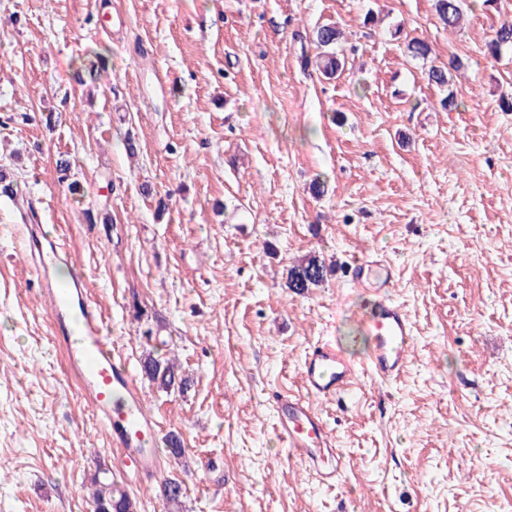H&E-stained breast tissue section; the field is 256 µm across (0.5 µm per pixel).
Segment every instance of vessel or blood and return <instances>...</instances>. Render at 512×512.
<instances>
[{
	"mask_svg": "<svg viewBox=\"0 0 512 512\" xmlns=\"http://www.w3.org/2000/svg\"><path fill=\"white\" fill-rule=\"evenodd\" d=\"M41 291L51 299L57 342L67 355V370L79 382L81 394L96 419L109 432L120 456L121 472L132 484H148L166 461L157 450L158 422L146 411L144 395L127 363L112 353L104 319L93 302L87 283L62 288L34 268ZM355 287L374 289L363 315L372 349L369 367L378 379L401 377L409 364L414 342L412 323L389 292L395 285L390 266L375 255L355 260L348 270ZM357 370L335 346L311 343L301 364L302 393H281L273 400L275 429L288 455L300 463L312 480L336 484L346 458L317 401L342 397L352 387Z\"/></svg>",
	"mask_w": 512,
	"mask_h": 512,
	"instance_id": "1",
	"label": "vessel or blood"
}]
</instances>
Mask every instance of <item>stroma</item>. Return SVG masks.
I'll return each instance as SVG.
<instances>
[{
	"label": "stroma",
	"instance_id": "obj_1",
	"mask_svg": "<svg viewBox=\"0 0 512 512\" xmlns=\"http://www.w3.org/2000/svg\"><path fill=\"white\" fill-rule=\"evenodd\" d=\"M507 20L512 0L451 31L433 0H0V512H91L115 454L52 339L28 223L60 226L57 263L132 371L151 351L189 380L138 381L186 450L129 487L140 512H168L167 478L180 512H512V48L484 54ZM328 22L335 80L302 65ZM415 37L463 61L457 110ZM363 253L392 264L414 323L390 383L364 370L369 291L344 276ZM311 254L329 272L295 294ZM316 340L360 371L320 406L347 459L330 488L279 447L270 406ZM328 268L316 255L304 258L288 268L286 288L296 294H302L321 284L326 278Z\"/></svg>",
	"mask_w": 512,
	"mask_h": 512
}]
</instances>
